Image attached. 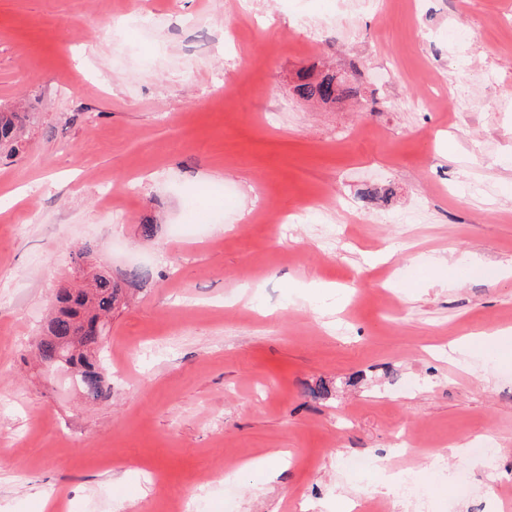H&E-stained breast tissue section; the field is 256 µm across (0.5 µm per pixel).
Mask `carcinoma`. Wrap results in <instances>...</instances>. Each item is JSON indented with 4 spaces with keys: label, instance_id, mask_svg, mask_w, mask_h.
I'll list each match as a JSON object with an SVG mask.
<instances>
[{
    "label": "carcinoma",
    "instance_id": "cac0c4a2",
    "mask_svg": "<svg viewBox=\"0 0 512 512\" xmlns=\"http://www.w3.org/2000/svg\"><path fill=\"white\" fill-rule=\"evenodd\" d=\"M297 93L307 99L334 102L343 90L336 75L320 78L313 72L298 74ZM33 114L0 110V149L14 155L23 145V134ZM151 278L150 270L136 267L117 280L109 271L92 275L78 288L61 285L55 294L53 311L38 337L37 357L44 365L65 370L74 390L91 400H107L112 385L106 382L105 348L112 311L122 299L123 285L138 286Z\"/></svg>",
    "mask_w": 512,
    "mask_h": 512
}]
</instances>
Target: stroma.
Returning a JSON list of instances; mask_svg holds the SVG:
<instances>
[{"label": "stroma", "instance_id": "obj_1", "mask_svg": "<svg viewBox=\"0 0 512 512\" xmlns=\"http://www.w3.org/2000/svg\"><path fill=\"white\" fill-rule=\"evenodd\" d=\"M312 67L355 96L299 97ZM15 107L39 121L0 154V512H336L406 464L428 512H502L512 364L450 344L512 328V279L413 278L512 266V0H0ZM88 240L152 273L96 402L29 351ZM279 450L277 481L225 473Z\"/></svg>", "mask_w": 512, "mask_h": 512}]
</instances>
